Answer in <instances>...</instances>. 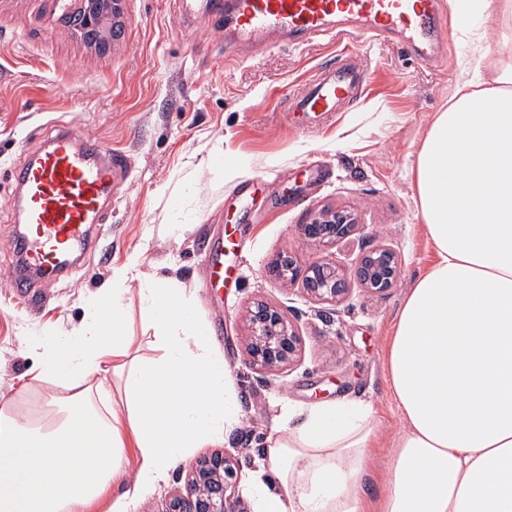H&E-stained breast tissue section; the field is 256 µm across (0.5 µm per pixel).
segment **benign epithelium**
<instances>
[{
	"instance_id": "7a95c632",
	"label": "benign epithelium",
	"mask_w": 512,
	"mask_h": 512,
	"mask_svg": "<svg viewBox=\"0 0 512 512\" xmlns=\"http://www.w3.org/2000/svg\"><path fill=\"white\" fill-rule=\"evenodd\" d=\"M63 15L77 22L84 34L93 31L104 34L109 43L115 29L112 20L120 16L119 0H56ZM355 227V222L341 213H324L312 224L303 225L306 239L328 243L342 238ZM356 276L367 288L384 290L399 276L395 254L380 248L361 259ZM307 289L317 298L334 301L345 291L346 278L329 261L311 264L304 275ZM250 342L248 361L262 369H272L291 361L299 352L301 337L294 326L271 306L258 302L249 313ZM237 468L220 453L200 462L190 473L188 493L174 499L171 512H240L235 497Z\"/></svg>"
}]
</instances>
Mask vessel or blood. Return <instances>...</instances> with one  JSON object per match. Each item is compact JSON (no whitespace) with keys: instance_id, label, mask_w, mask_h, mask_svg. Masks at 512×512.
Instances as JSON below:
<instances>
[{"instance_id":"vessel-or-blood-1","label":"vessel or blood","mask_w":512,"mask_h":512,"mask_svg":"<svg viewBox=\"0 0 512 512\" xmlns=\"http://www.w3.org/2000/svg\"><path fill=\"white\" fill-rule=\"evenodd\" d=\"M179 15L205 12L222 19L224 39L234 46L267 40L310 41L341 20L360 23L374 37L397 34L407 46L433 39L444 0H177ZM363 74L343 64L322 70L294 99L305 122L327 119L338 102L351 98ZM129 156L109 143L53 130L40 150L17 173L16 263L10 286L35 296L43 280L56 277L82 259L95 225L104 223L107 202L124 182ZM237 245L233 232L219 233L201 261L206 285L220 288L230 269L227 257Z\"/></svg>"}]
</instances>
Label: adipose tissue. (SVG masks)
Masks as SVG:
<instances>
[{"instance_id":"1","label":"adipose tissue","mask_w":512,"mask_h":512,"mask_svg":"<svg viewBox=\"0 0 512 512\" xmlns=\"http://www.w3.org/2000/svg\"><path fill=\"white\" fill-rule=\"evenodd\" d=\"M475 50L410 167L436 260L417 274L386 350L404 426L384 494L366 491L379 421L371 404L343 399L289 409L287 427L268 435L254 512H512V60L483 41ZM140 277L133 262L115 270L80 327L29 339L36 381L64 393L37 416L0 403V512H93L119 485L112 512H126L237 423L229 371L178 283L140 289L159 353L134 348L124 298Z\"/></svg>"}]
</instances>
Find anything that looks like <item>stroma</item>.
Returning a JSON list of instances; mask_svg holds the SVG:
<instances>
[{
	"mask_svg": "<svg viewBox=\"0 0 512 512\" xmlns=\"http://www.w3.org/2000/svg\"><path fill=\"white\" fill-rule=\"evenodd\" d=\"M121 8V36L100 50L64 23L54 0H0V398L35 411L58 393L36 381L29 339L80 325L88 298L134 261L143 283L177 278L199 321L222 326L212 349L231 374L241 412L222 443L192 449L164 480L129 500L127 512H167L191 468L217 451L237 459L236 494L243 512H253L246 486L287 408L342 398L370 403L380 421L368 492L381 496V468L401 428L385 349L415 276L435 260L409 167L435 112L466 78L458 62L472 46L461 24L451 14L442 19L441 52L429 64L396 36L341 31L238 51L217 20L182 19L173 0H122ZM347 51L368 73L360 94L328 122L300 124L288 110L289 94L321 67L343 63ZM65 124L125 150L131 171L85 261L41 283L35 307L8 284L12 173L47 131ZM228 168L237 178H225ZM253 178L266 181L265 197L236 195L237 184ZM326 209L356 218L351 236L331 244L303 237L302 225ZM222 224L239 227L238 280L217 296L203 286L201 253ZM378 248L395 253L400 276L376 293L355 270ZM285 251L303 269L335 263L348 275L346 293L320 301L302 281L281 278L275 260ZM260 301L302 339L297 357L275 370L247 360L248 311Z\"/></svg>",
	"mask_w": 512,
	"mask_h": 512,
	"instance_id": "stroma-1",
	"label": "stroma"
}]
</instances>
